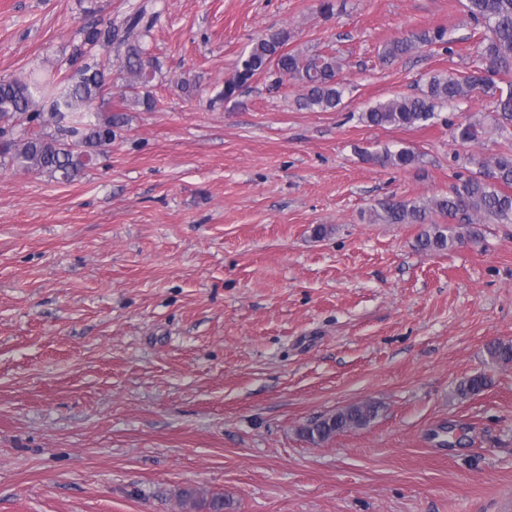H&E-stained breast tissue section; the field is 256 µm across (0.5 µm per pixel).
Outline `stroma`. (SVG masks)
<instances>
[{"mask_svg": "<svg viewBox=\"0 0 512 512\" xmlns=\"http://www.w3.org/2000/svg\"><path fill=\"white\" fill-rule=\"evenodd\" d=\"M143 0H0V79L66 72L82 26ZM465 0H157L154 110L64 181L0 167V512H512V224L421 250L425 202L512 149L482 93L418 128L368 107L473 66ZM422 45L382 63L387 43ZM334 53V111L260 77L218 100L254 39ZM481 123L478 142L452 139ZM407 147L405 170L364 152ZM325 226L315 235L316 226ZM482 373L487 386L460 397ZM371 402L314 443L315 419ZM447 29L443 26L427 29L415 39H397L389 42L384 50L385 60H394L410 53L418 44H446ZM378 408L371 403H358L335 414L313 421L305 428L307 438L312 442L325 441L352 428L369 424L377 415Z\"/></svg>", "mask_w": 512, "mask_h": 512, "instance_id": "35a3bbf8", "label": "stroma"}]
</instances>
